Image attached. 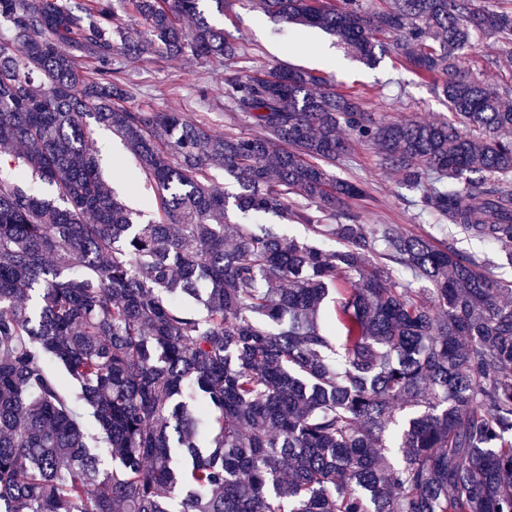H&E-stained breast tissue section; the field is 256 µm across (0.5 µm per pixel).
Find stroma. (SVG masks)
Here are the masks:
<instances>
[{"label":"stroma","mask_w":512,"mask_h":512,"mask_svg":"<svg viewBox=\"0 0 512 512\" xmlns=\"http://www.w3.org/2000/svg\"><path fill=\"white\" fill-rule=\"evenodd\" d=\"M213 22L254 55L256 62L326 77L331 87L361 99L366 111L421 121L448 114L431 84L401 65L395 51H388L376 63H367L320 29L274 23L253 9L250 0H234ZM133 79L139 86L136 104L180 113L190 122L207 123L218 133L251 129L243 114L227 110L221 74L208 63L151 55L140 63ZM91 138L109 185L119 198L135 207L141 200H154L155 187L144 176L134 175L135 162L117 136L95 124ZM380 156L375 146L355 142L344 165L336 170L340 177L367 185V197L351 208L359 223L394 224L406 233L453 241L463 254L483 261L499 279L512 285V265L493 246L422 214L412 193L400 188L398 173L385 168Z\"/></svg>","instance_id":"obj_1"}]
</instances>
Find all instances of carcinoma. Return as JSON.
<instances>
[{"label":"carcinoma","mask_w":512,"mask_h":512,"mask_svg":"<svg viewBox=\"0 0 512 512\" xmlns=\"http://www.w3.org/2000/svg\"><path fill=\"white\" fill-rule=\"evenodd\" d=\"M120 2L143 39L113 0H0V146L55 189L0 176V512H512L509 288L452 242L357 223L366 185L331 173L375 144L421 212L512 261V103L469 66L477 31L512 65V0H257L368 62L395 35L452 122L253 65L201 0ZM150 54L219 67L253 132L130 106ZM89 118L157 217L113 195ZM231 201L314 241L232 224Z\"/></svg>","instance_id":"obj_1"}]
</instances>
